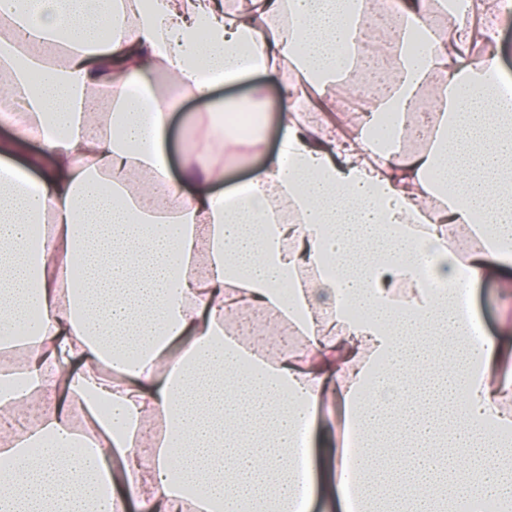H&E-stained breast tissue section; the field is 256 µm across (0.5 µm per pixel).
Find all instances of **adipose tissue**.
Instances as JSON below:
<instances>
[{"label":"adipose tissue","mask_w":512,"mask_h":512,"mask_svg":"<svg viewBox=\"0 0 512 512\" xmlns=\"http://www.w3.org/2000/svg\"><path fill=\"white\" fill-rule=\"evenodd\" d=\"M480 11L477 30L459 0H400L391 18L379 0H0V111L25 110L0 142V353L26 355L0 366V512H303L314 472L298 447L321 433L344 463L340 427L371 462L361 512L512 507V372L468 305L486 275L512 278L496 40L512 0ZM160 70L208 107L178 182ZM268 72L277 152L215 192L251 162L215 163L225 140L266 134L223 118L262 111V88L229 105L215 92ZM379 76L393 120L377 156L368 130L329 119L327 87ZM432 83L430 146L406 155ZM31 139L39 154L16 165ZM461 228L477 243L463 262L448 247ZM244 310L294 347L250 345L229 325ZM332 404L341 421H319ZM151 416L163 435L147 436Z\"/></svg>","instance_id":"1"}]
</instances>
